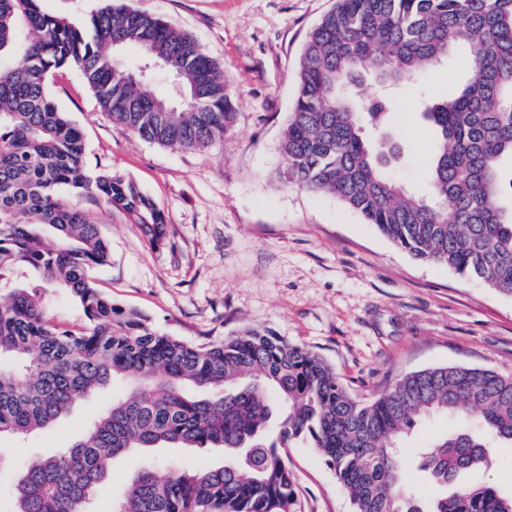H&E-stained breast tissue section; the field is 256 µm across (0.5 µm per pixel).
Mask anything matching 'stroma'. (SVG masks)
I'll return each instance as SVG.
<instances>
[{
    "label": "stroma",
    "instance_id": "stroma-1",
    "mask_svg": "<svg viewBox=\"0 0 512 512\" xmlns=\"http://www.w3.org/2000/svg\"><path fill=\"white\" fill-rule=\"evenodd\" d=\"M183 29L224 70L236 98L235 127L223 146L205 151L145 142L99 108L77 70L50 84L59 109L84 134L90 167L133 181L165 218L168 239L151 245L121 210L87 195L68 203L100 225L109 265L92 277L113 304L148 316L164 333L213 341L251 328L269 329L329 363L353 395L369 399L406 373L437 366L512 371V298L398 248L334 197L284 183L281 142L292 107L308 32L335 0H126ZM469 66L457 52L420 77L430 97L449 94ZM409 91L394 100L396 151L388 169L420 191V161L431 130ZM104 391L75 406L26 441L0 438V481L32 453L68 447L86 422L111 402ZM438 414L406 442V480L420 499L435 488L415 460L421 448L451 431ZM294 512H353L336 475L308 443L286 450ZM173 461L195 467L224 462L220 448H160L124 454L99 485L94 512H112L117 494L146 463L165 471Z\"/></svg>",
    "mask_w": 512,
    "mask_h": 512
}]
</instances>
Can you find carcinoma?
I'll use <instances>...</instances> for the list:
<instances>
[{
	"mask_svg": "<svg viewBox=\"0 0 512 512\" xmlns=\"http://www.w3.org/2000/svg\"><path fill=\"white\" fill-rule=\"evenodd\" d=\"M127 46L140 63L119 55ZM458 49L469 58L463 80L422 101L433 147L419 194L385 171L390 140L367 137L393 103L364 97L362 85L368 75L419 95L421 71ZM64 68L114 123L159 147L221 145L236 119L220 65L161 19L108 4L76 23L41 0H0V283L17 268L42 276L0 291V437L43 430L97 391L127 386L70 447L18 467L13 512H88L114 457L150 448H222L224 464L163 475L144 465L114 512H292L281 452L292 441L311 442L354 512H512V494L460 480L492 466V445H512L511 371L429 367L364 402L317 353L272 331L191 343L98 291L91 274L109 248L64 192L124 211L154 245L165 221L135 183L88 166L80 128L49 93ZM282 158L285 182L335 197L415 259L512 297V0H336L305 41ZM50 288L80 302L84 328L50 315ZM432 414L456 429L418 468L451 492L423 503L399 448Z\"/></svg>",
	"mask_w": 512,
	"mask_h": 512,
	"instance_id": "carcinoma-1",
	"label": "carcinoma"
}]
</instances>
